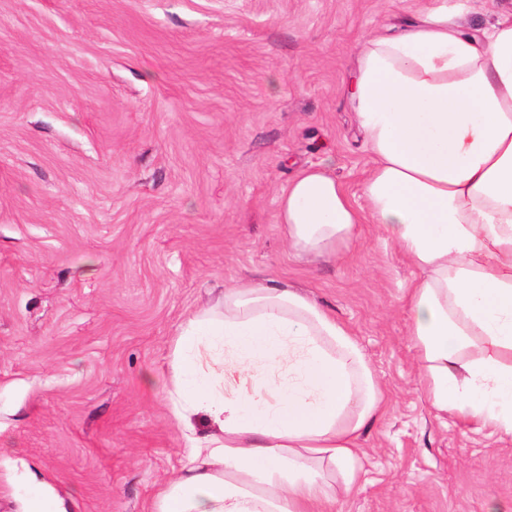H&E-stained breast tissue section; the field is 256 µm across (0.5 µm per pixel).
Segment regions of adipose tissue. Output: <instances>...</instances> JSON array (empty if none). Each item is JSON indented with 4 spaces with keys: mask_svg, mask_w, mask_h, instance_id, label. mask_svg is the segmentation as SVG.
<instances>
[{
    "mask_svg": "<svg viewBox=\"0 0 512 512\" xmlns=\"http://www.w3.org/2000/svg\"><path fill=\"white\" fill-rule=\"evenodd\" d=\"M372 165L360 201L319 164L278 196L295 255L378 225L416 275L409 334L428 399L512 437V14L463 26L446 0L361 43L345 83ZM167 400L185 464L155 512H331L383 411L352 331L299 290L242 282L179 325ZM278 382L235 387L238 374Z\"/></svg>",
    "mask_w": 512,
    "mask_h": 512,
    "instance_id": "ef3b65f1",
    "label": "adipose tissue"
}]
</instances>
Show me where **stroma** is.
<instances>
[{
  "label": "stroma",
  "instance_id": "1",
  "mask_svg": "<svg viewBox=\"0 0 512 512\" xmlns=\"http://www.w3.org/2000/svg\"><path fill=\"white\" fill-rule=\"evenodd\" d=\"M428 2L0 0V512H25L29 468L67 512H154L184 463L177 328L243 279L333 311L389 400L336 512L512 504V438L428 400L398 248L366 224L308 263L277 224L299 168L360 195L344 81Z\"/></svg>",
  "mask_w": 512,
  "mask_h": 512
}]
</instances>
